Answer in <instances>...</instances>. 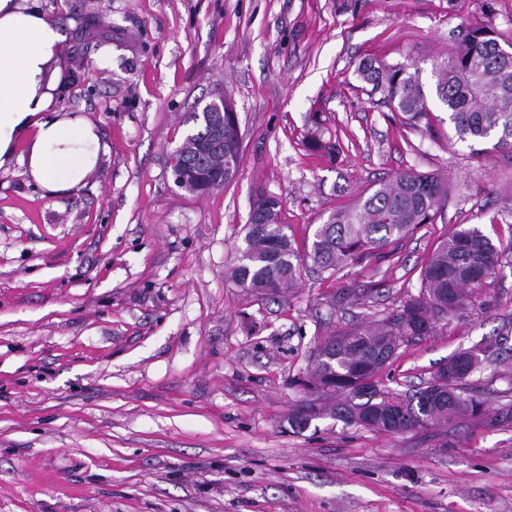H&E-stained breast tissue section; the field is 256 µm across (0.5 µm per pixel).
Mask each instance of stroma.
<instances>
[{
  "instance_id": "1",
  "label": "stroma",
  "mask_w": 512,
  "mask_h": 512,
  "mask_svg": "<svg viewBox=\"0 0 512 512\" xmlns=\"http://www.w3.org/2000/svg\"><path fill=\"white\" fill-rule=\"evenodd\" d=\"M65 35L54 107L108 151L69 195L0 168V512H512V152L433 135L371 98L366 58L430 82L460 26L512 41V0H40ZM103 18L88 30V17ZM231 97L236 177L198 197L169 158L188 112ZM336 142L328 161L312 133ZM412 169L448 182L433 223L337 274L307 265L261 294L229 276L252 198L282 202L299 252L336 208ZM475 227L501 261L485 286L402 337L375 378L400 399L459 350L498 340L467 381L484 414L384 433L288 426L316 348L393 318L448 232Z\"/></svg>"
}]
</instances>
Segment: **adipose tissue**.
I'll return each instance as SVG.
<instances>
[{
  "mask_svg": "<svg viewBox=\"0 0 512 512\" xmlns=\"http://www.w3.org/2000/svg\"><path fill=\"white\" fill-rule=\"evenodd\" d=\"M64 41L38 0H0V168L25 145L31 180L52 197L78 190L104 151L96 124L52 108Z\"/></svg>",
  "mask_w": 512,
  "mask_h": 512,
  "instance_id": "adipose-tissue-1",
  "label": "adipose tissue"
}]
</instances>
